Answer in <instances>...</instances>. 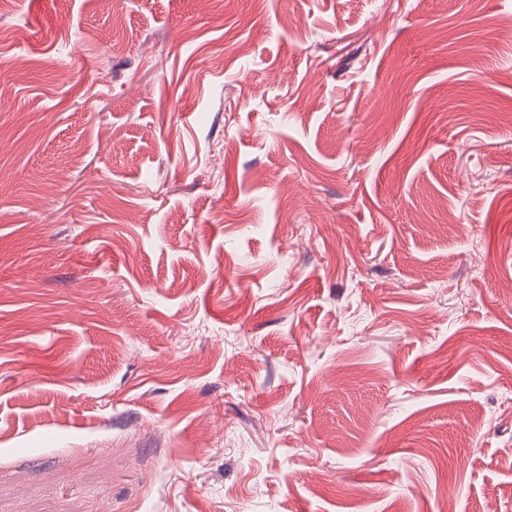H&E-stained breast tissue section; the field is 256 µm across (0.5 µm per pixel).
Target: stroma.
<instances>
[{
  "mask_svg": "<svg viewBox=\"0 0 512 512\" xmlns=\"http://www.w3.org/2000/svg\"><path fill=\"white\" fill-rule=\"evenodd\" d=\"M0 77V512H512V0H0Z\"/></svg>",
  "mask_w": 512,
  "mask_h": 512,
  "instance_id": "1",
  "label": "stroma"
}]
</instances>
